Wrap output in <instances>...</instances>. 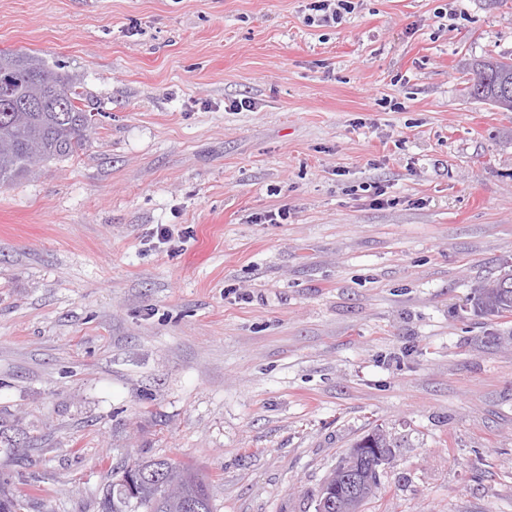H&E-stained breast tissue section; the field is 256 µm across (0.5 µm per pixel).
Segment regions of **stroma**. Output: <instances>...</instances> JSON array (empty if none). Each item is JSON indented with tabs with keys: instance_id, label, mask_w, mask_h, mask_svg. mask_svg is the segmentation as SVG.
<instances>
[{
	"instance_id": "stroma-1",
	"label": "stroma",
	"mask_w": 512,
	"mask_h": 512,
	"mask_svg": "<svg viewBox=\"0 0 512 512\" xmlns=\"http://www.w3.org/2000/svg\"><path fill=\"white\" fill-rule=\"evenodd\" d=\"M308 2L0 0V50L78 75L93 117L0 189L21 512H99L150 457L215 512H315L378 424L364 512H512V315L473 306L512 270V112L465 90L512 58V0H355L334 27Z\"/></svg>"
}]
</instances>
